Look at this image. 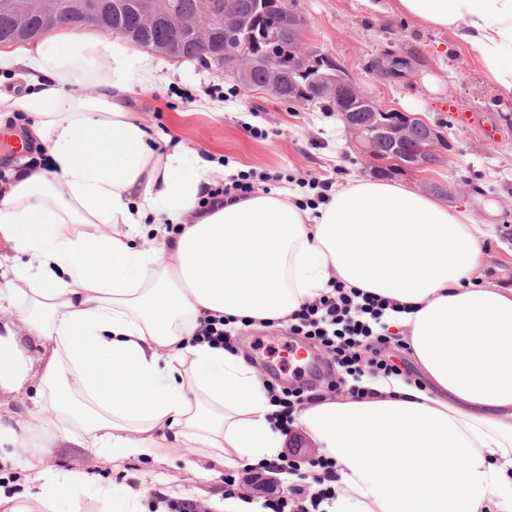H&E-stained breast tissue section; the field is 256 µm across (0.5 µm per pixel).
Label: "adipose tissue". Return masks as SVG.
I'll return each mask as SVG.
<instances>
[{"mask_svg": "<svg viewBox=\"0 0 512 512\" xmlns=\"http://www.w3.org/2000/svg\"><path fill=\"white\" fill-rule=\"evenodd\" d=\"M395 7L452 31L512 100V0ZM18 66L31 89L0 92V111L25 114L47 160L19 162L0 188V245L37 264L0 289V390L27 378L18 337L45 353L37 409L0 423V447L75 440L116 460L187 448L203 478L276 459L286 436L265 382L196 334L222 316L287 326L335 277L407 305L396 327L430 386L379 376L370 396L298 411L336 461L327 512H512V288L470 284L487 232L469 210L370 178L336 184L314 210L279 189L205 209L215 161L155 148L125 104L131 70L152 80L148 59L61 25L0 50L1 70ZM71 492L48 472L34 494L0 487V512H57Z\"/></svg>", "mask_w": 512, "mask_h": 512, "instance_id": "adipose-tissue-1", "label": "adipose tissue"}]
</instances>
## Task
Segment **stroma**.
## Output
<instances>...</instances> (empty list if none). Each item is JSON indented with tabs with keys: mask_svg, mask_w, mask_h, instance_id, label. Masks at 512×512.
Masks as SVG:
<instances>
[{
	"mask_svg": "<svg viewBox=\"0 0 512 512\" xmlns=\"http://www.w3.org/2000/svg\"><path fill=\"white\" fill-rule=\"evenodd\" d=\"M303 19L308 47L335 59L361 89L387 108L416 115L451 145L440 165L400 172L399 180L422 193L432 185L450 190L448 207L468 208L488 221L486 260L481 284L512 287V101L502 100L480 69L475 52L448 31H437L402 18L394 0H381L382 12L368 14L361 0H289ZM397 66H389V59ZM157 70L149 85L131 81L129 106L140 112L155 138L184 142L218 162L214 185L244 170L279 171L297 176L335 173L337 179L374 177L378 160L361 155L339 113L308 102L289 106L255 91L228 95L232 77L195 61L174 62L155 55ZM479 113L476 125L459 115ZM267 129L248 135L245 125ZM283 327L241 331L235 345L252 361L280 359ZM187 452L165 461L148 457L113 461L75 441L32 448L0 463V484L37 492L45 469L89 472L113 487L142 486V512H164L167 502L201 505L223 501L224 477L198 478Z\"/></svg>",
	"mask_w": 512,
	"mask_h": 512,
	"instance_id": "obj_1",
	"label": "stroma"
}]
</instances>
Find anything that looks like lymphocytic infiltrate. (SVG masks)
Instances as JSON below:
<instances>
[{
  "label": "lymphocytic infiltrate",
  "mask_w": 512,
  "mask_h": 512,
  "mask_svg": "<svg viewBox=\"0 0 512 512\" xmlns=\"http://www.w3.org/2000/svg\"><path fill=\"white\" fill-rule=\"evenodd\" d=\"M283 178L280 172L241 171L225 178L223 186L213 189L209 199L240 198ZM396 309V304L387 299L333 280L327 291L290 318L288 332L312 341L327 353L333 366L323 378L328 388L359 398L365 393L364 378L411 377L410 371L401 368L389 354L394 336L385 318ZM269 394L276 407L275 426L283 432L291 431L298 410L318 396L313 384L273 387ZM251 472L256 477L268 473L288 479L287 495L264 500V512H324V503L336 495V463L322 455L312 457L303 466L281 455L276 461L252 467Z\"/></svg>",
  "instance_id": "lymphocytic-infiltrate-1"
}]
</instances>
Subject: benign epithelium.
Returning <instances> with one entry per match:
<instances>
[{"label":"benign epithelium","mask_w":512,"mask_h":512,"mask_svg":"<svg viewBox=\"0 0 512 512\" xmlns=\"http://www.w3.org/2000/svg\"><path fill=\"white\" fill-rule=\"evenodd\" d=\"M277 19L274 26L263 37L264 59L270 63L282 54L291 58L297 73L309 67L310 50L301 45H287L278 34L286 25L302 31L301 19L294 14L286 0H275ZM143 24L147 27L163 25L172 32V38L150 48V52L166 56L174 61L197 59L210 68L246 81L255 67L257 59L244 39L253 27V20L238 12L228 0H201L199 9L193 14L181 13L175 0H138ZM0 11L13 15L18 22L17 36L22 40H37L46 30L66 17L76 19L75 28L87 23L109 35H117L108 23L111 3L107 0H0ZM310 97H340L352 99L370 112L372 121L358 129L366 142H371L370 133L388 136L396 145L404 143L400 119L405 114H393L385 110L376 100L362 92L343 72L331 69L319 74ZM431 145L428 150L407 157L405 166L421 171L429 166V153L439 147L438 133L429 130Z\"/></svg>","instance_id":"obj_1"}]
</instances>
